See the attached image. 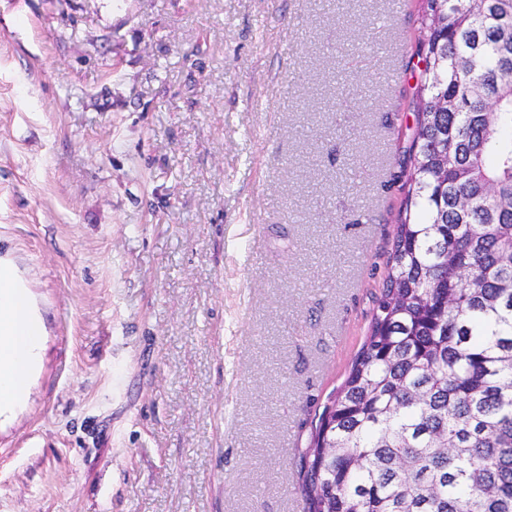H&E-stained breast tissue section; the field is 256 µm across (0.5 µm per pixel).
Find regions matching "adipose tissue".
<instances>
[{"label": "adipose tissue", "instance_id": "adipose-tissue-1", "mask_svg": "<svg viewBox=\"0 0 512 512\" xmlns=\"http://www.w3.org/2000/svg\"><path fill=\"white\" fill-rule=\"evenodd\" d=\"M42 336L21 278L0 262V410L23 400Z\"/></svg>", "mask_w": 512, "mask_h": 512}]
</instances>
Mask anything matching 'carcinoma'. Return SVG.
Masks as SVG:
<instances>
[{
	"label": "carcinoma",
	"instance_id": "obj_1",
	"mask_svg": "<svg viewBox=\"0 0 512 512\" xmlns=\"http://www.w3.org/2000/svg\"><path fill=\"white\" fill-rule=\"evenodd\" d=\"M421 29L390 271L307 512H512V0H423Z\"/></svg>",
	"mask_w": 512,
	"mask_h": 512
}]
</instances>
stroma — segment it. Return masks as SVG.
I'll return each instance as SVG.
<instances>
[{
    "mask_svg": "<svg viewBox=\"0 0 512 512\" xmlns=\"http://www.w3.org/2000/svg\"><path fill=\"white\" fill-rule=\"evenodd\" d=\"M422 0H0V254L46 336L0 512H305L405 191Z\"/></svg>",
    "mask_w": 512,
    "mask_h": 512,
    "instance_id": "1",
    "label": "stroma"
}]
</instances>
